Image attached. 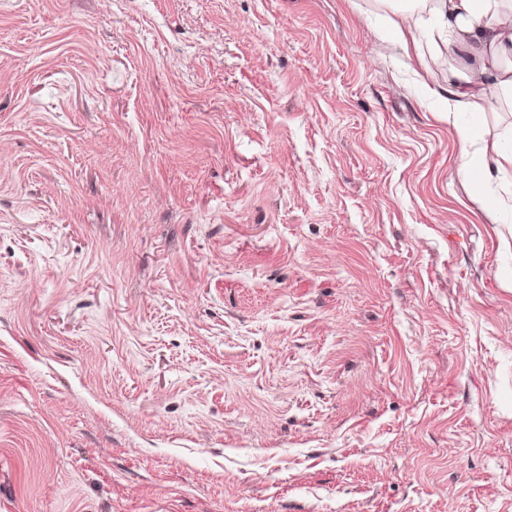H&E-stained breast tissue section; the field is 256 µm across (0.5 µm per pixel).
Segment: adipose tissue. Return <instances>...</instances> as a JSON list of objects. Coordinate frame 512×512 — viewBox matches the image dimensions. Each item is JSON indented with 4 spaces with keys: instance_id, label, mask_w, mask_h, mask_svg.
Here are the masks:
<instances>
[{
    "instance_id": "obj_1",
    "label": "adipose tissue",
    "mask_w": 512,
    "mask_h": 512,
    "mask_svg": "<svg viewBox=\"0 0 512 512\" xmlns=\"http://www.w3.org/2000/svg\"><path fill=\"white\" fill-rule=\"evenodd\" d=\"M434 27L448 37V53L469 54L466 71L448 75V113L477 112L488 93L512 100V0H437ZM464 174L478 183L512 170V151L477 145L473 128L459 129Z\"/></svg>"
}]
</instances>
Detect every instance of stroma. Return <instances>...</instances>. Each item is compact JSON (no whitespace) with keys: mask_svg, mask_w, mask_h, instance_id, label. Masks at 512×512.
<instances>
[{"mask_svg":"<svg viewBox=\"0 0 512 512\" xmlns=\"http://www.w3.org/2000/svg\"><path fill=\"white\" fill-rule=\"evenodd\" d=\"M392 0H0V512H512V172ZM459 138L462 144L463 163L462 171L470 179L473 172H477V184H484L494 177V172L500 173L506 169L512 170V151L492 148L489 158L488 147L471 149L477 145V135L472 127H459Z\"/></svg>","mask_w":512,"mask_h":512,"instance_id":"1","label":"stroma"}]
</instances>
